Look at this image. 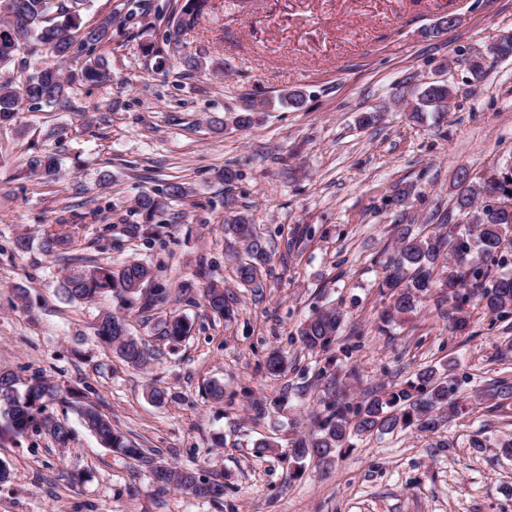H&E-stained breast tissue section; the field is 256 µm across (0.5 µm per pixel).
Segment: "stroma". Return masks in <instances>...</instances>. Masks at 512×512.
I'll list each match as a JSON object with an SVG mask.
<instances>
[{
  "label": "stroma",
  "instance_id": "stroma-1",
  "mask_svg": "<svg viewBox=\"0 0 512 512\" xmlns=\"http://www.w3.org/2000/svg\"><path fill=\"white\" fill-rule=\"evenodd\" d=\"M164 2L94 0L84 22L128 14L96 50L111 82L76 88L69 108L24 106L0 124V369L81 392L158 458L222 475L224 495L158 490L57 404L54 417L73 432L66 445L0 436L10 469L0 512H512V456L500 450L512 438V400L492 395L495 381L512 380V314L492 317L472 301L459 331L452 303L431 294L386 326L391 299L378 288L395 225L418 232L433 215L456 217L459 169L481 181L512 166V61L487 54L474 85L468 69L471 50L512 32V0H208L178 52H145L161 41ZM448 15L458 16L455 27L423 36ZM184 55L204 60L205 71L185 73ZM448 58L446 112L419 124L393 107L395 88L416 99ZM291 89L304 90L302 109L278 105ZM259 100L270 101L268 112L236 127L235 114ZM367 112L378 122L360 125ZM41 154L59 159L54 180L34 169ZM227 167L239 173L230 186L220 178ZM173 178L187 197L145 221L138 196ZM406 185L411 202L396 205ZM239 211L271 255L257 290L237 280L224 240L225 218ZM59 224L78 226L79 250L96 265L145 261L154 287L168 291L162 308L125 312L131 334L159 352L147 369L128 367L95 334L99 313L118 307L111 295L77 303L59 294L68 263L40 247ZM147 225L157 233L149 246ZM20 235L31 239L23 252ZM212 281L236 297L232 322L205 305ZM329 305L344 324L329 354L315 357L298 332ZM173 312L193 323L174 349L153 332ZM274 351L288 359L279 377L264 369ZM451 359L467 414L435 435L355 441L289 478L290 443L312 433L321 410L314 377L325 361L340 376L356 369L347 382L355 403L363 389L404 384ZM213 380L222 401L204 394ZM154 386L167 390L165 404L150 401ZM476 436L483 447H472ZM260 438L275 451L257 454Z\"/></svg>",
  "mask_w": 512,
  "mask_h": 512
}]
</instances>
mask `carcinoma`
<instances>
[{"instance_id": "cac0c4a2", "label": "carcinoma", "mask_w": 512, "mask_h": 512, "mask_svg": "<svg viewBox=\"0 0 512 512\" xmlns=\"http://www.w3.org/2000/svg\"><path fill=\"white\" fill-rule=\"evenodd\" d=\"M206 6V0L166 3L171 16L163 32V44L178 46L183 33L196 26ZM89 7V0H0L1 123L11 120L25 102L40 110L61 103L75 85L111 81V70L105 61L98 57L92 60L90 56L110 38L112 16L87 25L82 14ZM80 51L88 56L84 66L79 70L65 69ZM450 96L446 84L424 87L412 106L410 118L421 122L427 113H438L433 101H445ZM269 106L267 101L254 103L235 117V123L248 128L258 119L257 113ZM33 166L47 179L57 175L58 161L52 155L36 158ZM506 186L512 190V179L493 184L471 181L459 188L456 209L471 219L465 229L448 223L446 218L427 235L414 234L407 225H395L398 248L383 263L385 278L380 285L393 293L392 310L386 312L388 319L413 310L418 299L434 288L448 289V298L456 302L455 310L460 314L456 318L460 328L467 323L462 316L463 306L474 298L492 316L499 318L512 313V269L505 268L504 258L495 256L512 232V211L474 208L478 200ZM186 194L185 184L173 179L158 194L140 196L137 209L149 222L165 203ZM224 235L244 250L236 265L239 281L249 288L262 287L263 272L271 255L249 216L240 212L226 219ZM75 243V233L64 224L41 241V249L48 256L71 255L68 273L60 282L62 294L70 301L89 302L110 292L123 307L153 278L152 268L139 260L115 269L90 268L84 265V259L72 255ZM204 297L214 315L226 320L235 316V296L224 287L211 283L205 288ZM343 321V313L333 306L317 310L301 327L300 340L310 351L326 353L337 340ZM126 325L125 316L106 311L99 321L97 336L125 363L143 368L153 361L154 351L119 330ZM191 330L192 323L182 314L170 315L155 326V334L171 344L184 341ZM453 369L454 365L449 363L440 370H422L405 386L368 392L352 407L347 402L343 381L329 367H323L319 373L326 392L323 411L316 421V431L291 442L293 471L289 477L302 474L305 460H324L348 447L355 435L390 434L398 428L438 432L451 418L467 410L463 397L458 395ZM59 399H64L59 386L45 376L33 377L24 392L0 399V426L16 437L47 432L64 445L72 432L47 414L48 405ZM79 413L102 447L147 470L158 489L183 490L210 500L224 496V481L202 478L191 469L157 461L152 450L134 445L96 406L82 405Z\"/></svg>"}]
</instances>
